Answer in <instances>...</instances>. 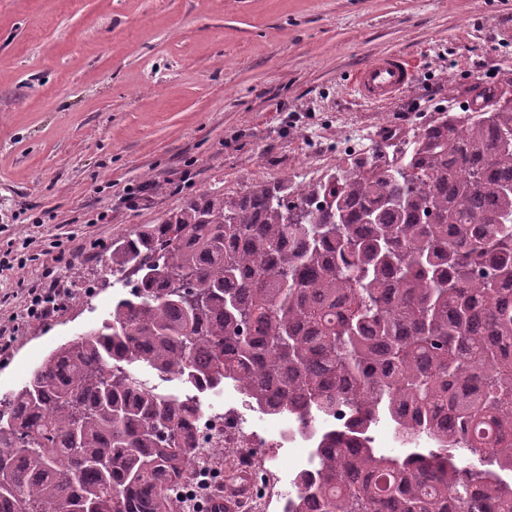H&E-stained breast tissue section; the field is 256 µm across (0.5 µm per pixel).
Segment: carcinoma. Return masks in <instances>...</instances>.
Segmentation results:
<instances>
[{
  "instance_id": "1",
  "label": "carcinoma",
  "mask_w": 512,
  "mask_h": 512,
  "mask_svg": "<svg viewBox=\"0 0 512 512\" xmlns=\"http://www.w3.org/2000/svg\"><path fill=\"white\" fill-rule=\"evenodd\" d=\"M136 286L0 398V507L181 512L203 391L300 434L341 406L290 512H512V105L445 112L391 158L187 199L112 245ZM395 426L404 457L369 428ZM368 434L374 439L373 446L387 454L406 455L414 450L413 448H398L399 445L394 439L393 424L385 417H382L378 423L372 425Z\"/></svg>"
}]
</instances>
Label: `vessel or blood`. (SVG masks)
<instances>
[{
	"label": "vessel or blood",
	"mask_w": 512,
	"mask_h": 512,
	"mask_svg": "<svg viewBox=\"0 0 512 512\" xmlns=\"http://www.w3.org/2000/svg\"><path fill=\"white\" fill-rule=\"evenodd\" d=\"M413 67L401 55L377 58L354 75L353 90L374 103H385L409 87ZM251 491V476L242 472L238 481L226 485L223 494L213 496L207 505L208 512H238L241 500Z\"/></svg>",
	"instance_id": "vessel-or-blood-1"
}]
</instances>
